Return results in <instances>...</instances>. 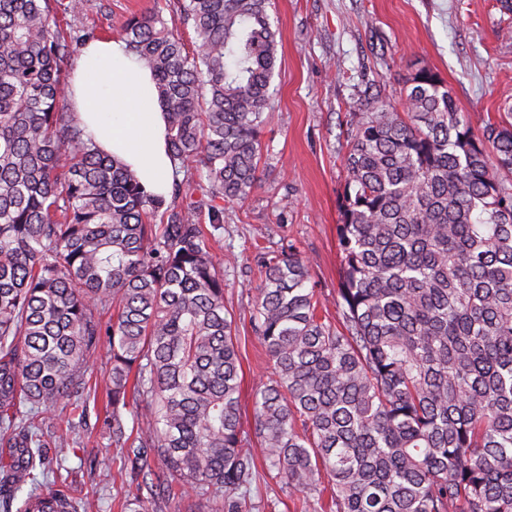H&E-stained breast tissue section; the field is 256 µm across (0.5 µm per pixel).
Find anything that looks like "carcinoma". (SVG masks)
Instances as JSON below:
<instances>
[{"label": "carcinoma", "mask_w": 512, "mask_h": 512, "mask_svg": "<svg viewBox=\"0 0 512 512\" xmlns=\"http://www.w3.org/2000/svg\"><path fill=\"white\" fill-rule=\"evenodd\" d=\"M49 3L0 0V512L27 484L17 512H92L95 494L65 492L61 414L112 435L135 486L124 512L177 490L207 512H258L259 456L303 512H512V111L474 132L427 67L406 78L404 111L359 102L336 322L294 244L257 253L252 321L271 373L251 434L211 241L264 172L271 0H177L190 50L157 11L127 19L167 115L168 199L67 106L64 61L94 35ZM104 344L102 414L86 377ZM47 448L59 462L44 484Z\"/></svg>", "instance_id": "1"}]
</instances>
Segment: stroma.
<instances>
[{
    "instance_id": "35a3bbf8",
    "label": "stroma",
    "mask_w": 512,
    "mask_h": 512,
    "mask_svg": "<svg viewBox=\"0 0 512 512\" xmlns=\"http://www.w3.org/2000/svg\"><path fill=\"white\" fill-rule=\"evenodd\" d=\"M160 9L185 41L176 0H83L68 23L96 37L120 35L127 19ZM278 30L275 112L262 142L266 176L240 206L224 210V229L212 254L224 267V305L234 315L243 372L242 409L253 428L256 389L270 362L250 324L260 283L254 257L293 242L305 257L329 318H336L340 258L338 197L343 156L364 94L403 108L404 81L424 65L443 78L475 130L499 120L512 96V12L500 0H275ZM81 447L69 456L67 490L97 489L96 512H120L127 487L117 480L108 433L91 424L69 428Z\"/></svg>"
}]
</instances>
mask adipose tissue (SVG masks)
Wrapping results in <instances>:
<instances>
[{
	"label": "adipose tissue",
	"mask_w": 512,
	"mask_h": 512,
	"mask_svg": "<svg viewBox=\"0 0 512 512\" xmlns=\"http://www.w3.org/2000/svg\"><path fill=\"white\" fill-rule=\"evenodd\" d=\"M66 97L101 150L128 165L147 192L168 194L173 161L165 112L151 71L122 38L83 47Z\"/></svg>",
	"instance_id": "ef3b65f1"
}]
</instances>
